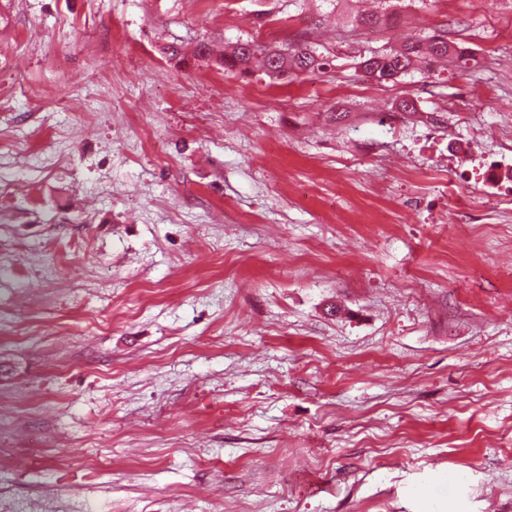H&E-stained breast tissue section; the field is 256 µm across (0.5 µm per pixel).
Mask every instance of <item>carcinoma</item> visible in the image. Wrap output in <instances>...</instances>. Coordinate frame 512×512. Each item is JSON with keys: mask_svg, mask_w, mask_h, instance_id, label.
Listing matches in <instances>:
<instances>
[{"mask_svg": "<svg viewBox=\"0 0 512 512\" xmlns=\"http://www.w3.org/2000/svg\"><path fill=\"white\" fill-rule=\"evenodd\" d=\"M391 15L393 12L387 8L380 14L358 13L350 17L349 24L356 28L383 25ZM448 56L466 59L458 44L448 40L446 33L438 32L399 48L372 51L361 58L359 67L365 78L384 83L407 75L421 65L429 69L435 62ZM220 63L225 70L240 75L248 74L251 67L257 64L267 75L275 77L288 73H313L324 66V63L304 46L284 43L280 47H270L249 40L238 42L225 51Z\"/></svg>", "mask_w": 512, "mask_h": 512, "instance_id": "obj_1", "label": "carcinoma"}]
</instances>
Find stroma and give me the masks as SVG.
Segmentation results:
<instances>
[{
	"mask_svg": "<svg viewBox=\"0 0 512 512\" xmlns=\"http://www.w3.org/2000/svg\"><path fill=\"white\" fill-rule=\"evenodd\" d=\"M396 12L0 0V512H512V0ZM448 56L466 60L459 45L449 41L443 31L399 48L372 51L361 58L359 67L368 80L384 83L407 75L421 65L428 70L435 62L448 59ZM219 62L224 70L240 75L248 74L257 63L267 75L275 77L288 73H313L324 66L323 61H319L310 48L288 43L281 47H270L249 40L237 42L230 50H226Z\"/></svg>",
	"mask_w": 512,
	"mask_h": 512,
	"instance_id": "1",
	"label": "stroma"
}]
</instances>
